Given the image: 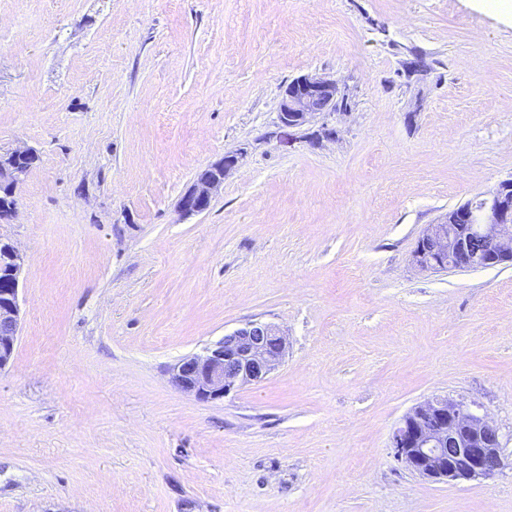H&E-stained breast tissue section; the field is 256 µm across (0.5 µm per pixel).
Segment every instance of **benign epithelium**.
I'll return each mask as SVG.
<instances>
[{
    "mask_svg": "<svg viewBox=\"0 0 512 512\" xmlns=\"http://www.w3.org/2000/svg\"><path fill=\"white\" fill-rule=\"evenodd\" d=\"M347 111V98L336 81L318 74L292 80L279 103L278 119L288 128H301L319 116ZM32 152H0V191L14 193L30 168L23 165ZM244 152L224 154L199 171L179 201L184 216L209 209L224 180L238 169ZM463 255L469 269L512 265V179H505L474 202L430 224L418 238L413 263L421 271L455 269L454 256ZM10 275V288L0 294V370L11 361L22 320L19 298L25 256L0 237V266ZM286 335L276 326L248 321L199 354L181 359L170 370L180 390L201 401L220 400L233 389L260 382L283 362ZM395 457L417 475L455 483L492 478L504 465L497 428L465 405L433 398L408 413L392 434Z\"/></svg>",
    "mask_w": 512,
    "mask_h": 512,
    "instance_id": "obj_1",
    "label": "benign epithelium"
}]
</instances>
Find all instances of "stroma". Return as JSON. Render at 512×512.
<instances>
[{"mask_svg": "<svg viewBox=\"0 0 512 512\" xmlns=\"http://www.w3.org/2000/svg\"><path fill=\"white\" fill-rule=\"evenodd\" d=\"M425 71L407 74L416 57ZM336 80V136L279 126ZM0 148L39 161L0 371V512H512V266L418 270L428 224L512 178V17L477 0H0ZM246 157L201 215L196 173ZM282 365L224 399L169 369L242 322ZM444 397L504 467L397 460ZM347 111V99L336 81L318 74H305L292 80L279 103L282 126L301 128L318 116Z\"/></svg>", "mask_w": 512, "mask_h": 512, "instance_id": "obj_1", "label": "stroma"}]
</instances>
